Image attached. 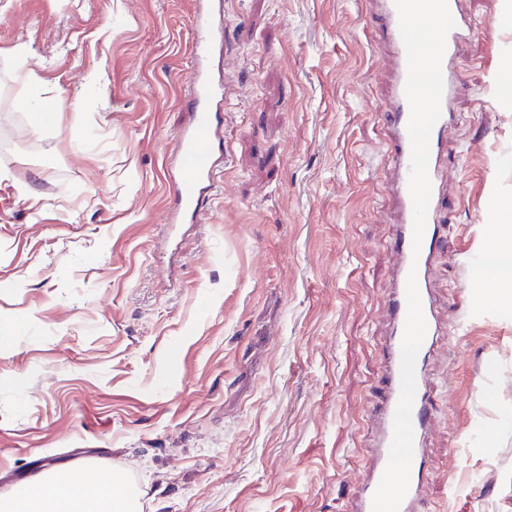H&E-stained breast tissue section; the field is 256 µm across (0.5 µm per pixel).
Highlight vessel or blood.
Returning a JSON list of instances; mask_svg holds the SVG:
<instances>
[{"mask_svg": "<svg viewBox=\"0 0 512 512\" xmlns=\"http://www.w3.org/2000/svg\"><path fill=\"white\" fill-rule=\"evenodd\" d=\"M382 34L394 50L393 68L388 85V100L382 111L385 132L392 144L386 164L391 172L390 192L398 212V228L391 250L394 255L395 280L386 298L385 314L389 334L383 346L384 369L378 400L370 402L367 412L376 424V436L368 464V476L349 501L348 512H372V499L389 459L393 436V419L401 391V343L407 316L406 284L409 273H416L427 331L415 362L416 393L411 414L414 429L413 458L409 488L399 512H426L423 489L427 481V437L431 423L429 361L443 329L437 318L430 280L434 259L444 238L440 220L446 193L444 183L448 154V127L455 120L450 102L455 92L456 71L453 66L458 41L475 34L460 10L459 0H448L455 22L448 33L442 58L443 94L441 114L429 142L428 174L431 197L421 246L413 244V204L409 192L411 142L408 134L410 107L405 94L407 53L403 44L395 0H377ZM223 29L215 20L213 9H202L195 20V35L189 47L190 88L186 109L190 123L174 138L169 163L174 192L168 221L172 224L201 222L204 204L216 173L213 144L218 135L217 107L229 97V89L216 80L215 49L223 39Z\"/></svg>", "mask_w": 512, "mask_h": 512, "instance_id": "1", "label": "vessel or blood"}]
</instances>
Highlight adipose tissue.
Listing matches in <instances>:
<instances>
[{"label":"adipose tissue","instance_id":"1","mask_svg":"<svg viewBox=\"0 0 512 512\" xmlns=\"http://www.w3.org/2000/svg\"><path fill=\"white\" fill-rule=\"evenodd\" d=\"M497 233L487 246L486 261L478 273L488 288L487 304L512 305V208L496 215ZM141 489L126 483L121 474L100 471H49L14 497L1 500L0 512H139Z\"/></svg>","mask_w":512,"mask_h":512}]
</instances>
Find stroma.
<instances>
[{
	"instance_id": "35a3bbf8",
	"label": "stroma",
	"mask_w": 512,
	"mask_h": 512,
	"mask_svg": "<svg viewBox=\"0 0 512 512\" xmlns=\"http://www.w3.org/2000/svg\"><path fill=\"white\" fill-rule=\"evenodd\" d=\"M461 7L425 497L512 512V307L474 280L512 203V28L505 0ZM197 8L0 0V497L98 460L143 512H345L366 476L396 229L381 21L372 0H224L216 187L200 223L170 224Z\"/></svg>"
}]
</instances>
